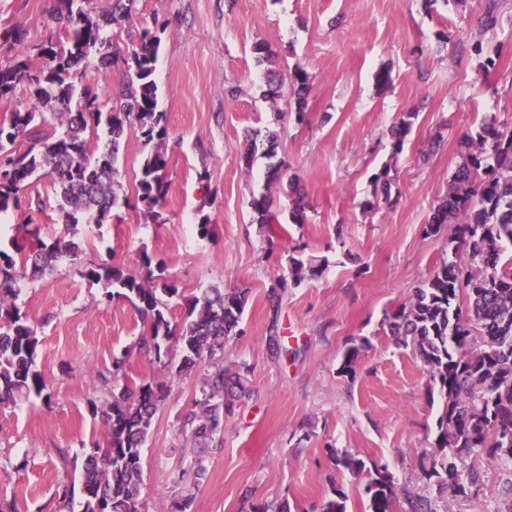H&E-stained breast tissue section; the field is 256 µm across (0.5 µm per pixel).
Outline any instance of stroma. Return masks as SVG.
I'll list each match as a JSON object with an SVG mask.
<instances>
[{
  "mask_svg": "<svg viewBox=\"0 0 512 512\" xmlns=\"http://www.w3.org/2000/svg\"><path fill=\"white\" fill-rule=\"evenodd\" d=\"M487 0H450L425 11L421 0H136L130 24L112 32L126 47L131 34L166 21L154 80L167 115L159 220L122 207L107 224H64L50 182L31 181L19 209L0 215V247L23 236L34 220L46 243L72 239L83 263H117L141 274V254L164 270L184 296L216 285L241 288L243 333L224 349L225 364L250 367L251 393L236 401L220 447H196L182 427L210 371L201 362L178 376L136 353L143 330L132 305L106 303L103 287L61 263L52 275L21 282L19 303L39 339L37 367L49 398L0 405V512H76L62 491L78 482L72 461L101 439L90 400L109 398L113 355L130 352L129 376L168 381L169 396L143 449L144 512H242L245 503L297 504L318 512L332 486L344 488L361 512L359 482L327 456L326 445L387 465L396 482L435 496L421 469L431 449L440 400L410 350L381 327L385 312L408 301L448 254L453 225L435 236L423 229L448 192L458 142L490 118L512 121V0H498L499 22L484 32L482 53L471 33ZM52 0H0V63L17 62L4 41L67 43L49 20ZM262 40L281 67L309 75L307 120L289 117V88L264 98L267 68L251 47ZM389 69L391 83L376 75ZM237 96H229L230 88ZM414 114L400 154L390 129ZM276 129L278 157L303 180L304 223L289 218L288 185L266 188V162L243 160L255 130ZM443 141L437 151L428 143ZM389 169L391 201L366 208L373 178ZM270 190L269 224L252 222L251 201ZM211 232L200 237V213ZM325 262L321 278L289 289L279 305L267 298L271 276L296 246ZM287 354L270 351V334ZM368 338L355 377L341 375L351 342ZM475 470L477 494L452 502L453 512H504L512 473L474 452L456 458ZM207 477L196 481L197 468Z\"/></svg>",
  "mask_w": 512,
  "mask_h": 512,
  "instance_id": "1",
  "label": "stroma"
}]
</instances>
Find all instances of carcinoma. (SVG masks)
Instances as JSON below:
<instances>
[{
    "label": "carcinoma",
    "mask_w": 512,
    "mask_h": 512,
    "mask_svg": "<svg viewBox=\"0 0 512 512\" xmlns=\"http://www.w3.org/2000/svg\"><path fill=\"white\" fill-rule=\"evenodd\" d=\"M88 0H53L49 18L68 35V47L25 45L22 33L9 34L13 44L43 60L30 68L20 61L0 64V96L27 90L29 105L0 123V214L19 207L22 195L35 177L50 180L59 198L58 209L67 224L84 216L106 223L113 210L129 206L122 192L119 155L125 136L132 131L149 148L141 165L136 203L143 214L159 217L166 193L162 171L167 166L163 141L168 135L166 113L158 111L153 79L161 46L163 24L154 22L125 51L114 50L110 29L129 22L134 0H112L101 12L84 7ZM497 0L478 21L472 48L482 50L483 30L497 25ZM252 53L268 65L267 98L276 100L283 82L293 93L290 113L306 120L308 73L299 65L283 74L275 69L276 54L268 43L257 41ZM93 71L98 78L87 79ZM113 77L112 109L98 106L99 79ZM414 115L391 129L392 154L402 152ZM278 134L273 130L250 137L243 155L246 165L266 160V185L286 176L277 160ZM459 162L448 180V195L434 209L426 224L429 236L445 224L457 225L456 245L406 303L385 314V333L404 348H411L427 368L431 387L443 401L436 419L427 483L449 500L438 505L408 487H399L385 465L356 454L329 453L336 465L361 480L358 487L362 512H450V500L478 491L479 476L463 474L448 461L477 449L493 461L512 466V258L502 261L512 246V130L504 132L497 120L484 122L458 144ZM382 195H373L365 206L374 209L390 202L389 168L374 177ZM291 219L302 224L308 203L298 190V176L289 179ZM272 196L265 192L252 199L253 220L270 222ZM36 240L30 249L17 245L15 253L0 249V404L9 405L40 397L47 390L37 369L39 340L17 300L20 282L28 276L52 274L67 261L78 274L103 284V301L127 300L148 324L140 336L138 353L167 368L178 362L176 372L192 370L210 360L201 397L184 416L183 427L200 448L213 446L224 431V415L233 412V400L248 392L249 366L224 367V347L242 333L240 324L246 295L234 288L211 286L185 297L176 282L153 277L152 259L143 253L146 276L130 274L120 265L83 266L79 245L73 241L46 244L39 228L28 230ZM325 264L311 257L288 256V268L271 278L267 297L279 302L288 289L322 276ZM183 300L185 315L178 324L170 320V300ZM366 343L349 346L339 372L356 375V365ZM128 355L112 358L113 389L102 404L91 403L104 432L103 442L84 448L80 482V512H143V447L153 420L167 397L164 381L127 383ZM349 495L332 488L320 512H349ZM251 512H297L288 499L251 505Z\"/></svg>",
    "instance_id": "obj_1"
}]
</instances>
